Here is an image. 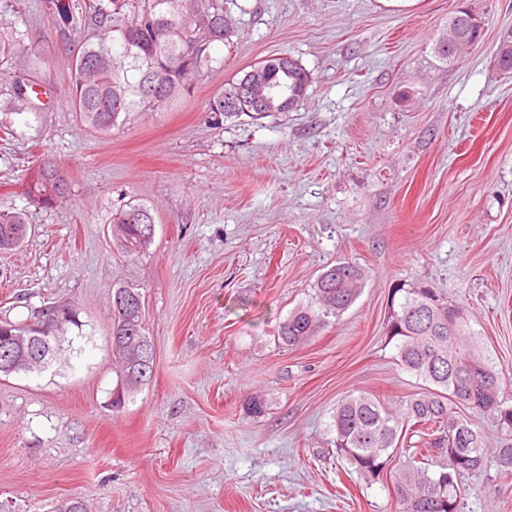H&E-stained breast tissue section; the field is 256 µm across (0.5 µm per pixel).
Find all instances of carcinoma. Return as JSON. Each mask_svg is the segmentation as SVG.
Listing matches in <instances>:
<instances>
[{"instance_id": "1", "label": "carcinoma", "mask_w": 512, "mask_h": 512, "mask_svg": "<svg viewBox=\"0 0 512 512\" xmlns=\"http://www.w3.org/2000/svg\"><path fill=\"white\" fill-rule=\"evenodd\" d=\"M63 24L89 28L92 34L72 58L70 99L83 122L100 132L126 123L133 112L162 110L190 91L194 82L221 60L213 56L218 44L236 36L224 17L222 0H53ZM28 33L14 29L0 36V63L25 46ZM512 30L505 32L496 57L499 68L512 72ZM38 54L31 52L17 65L14 96L5 111L36 113L30 79ZM275 90L279 105L295 107L307 93L312 74L298 60L283 70L280 56L257 63ZM250 74L224 85L209 102L208 111L226 113L224 103L239 101L240 86ZM68 183L53 161L45 160L26 187L30 203L53 207L66 197ZM149 209L129 205L112 214V237L125 253L137 255L152 243L155 230ZM25 211L0 209V250L21 246L28 234ZM364 271L338 262L322 272L308 301L289 312L277 329V340L288 347L301 345L332 324L357 299ZM126 296L112 304V357L117 380L109 391L112 412L147 385L154 366L142 362V347L151 346L142 319V294L120 287ZM389 336L395 341L400 366L428 385L409 400H391L374 393L349 395L336 406L330 425L336 454L359 478L378 479L405 441L418 437L405 461L390 474L399 512H463L458 481L486 466L485 434L457 415L460 404L493 415L496 426L512 431V405L500 400V376L495 364L472 333L464 314L434 288L398 285ZM79 326L77 310L56 309L34 323L0 321V353L17 336H55L66 339Z\"/></svg>"}]
</instances>
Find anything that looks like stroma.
Masks as SVG:
<instances>
[{
    "mask_svg": "<svg viewBox=\"0 0 512 512\" xmlns=\"http://www.w3.org/2000/svg\"><path fill=\"white\" fill-rule=\"evenodd\" d=\"M222 64L162 112L103 134L69 105L68 59L84 35L51 0H0V30H26L46 55L37 114L0 132V209L25 210L24 245L0 251V319L34 321L72 304L64 363L0 378V503L51 512H394L388 475L361 480L327 451L345 396L402 398L387 332L391 290L426 283L465 310L512 405V76L494 52L512 0H422L409 14L378 0H246ZM472 9L483 38L454 67L432 48L448 17ZM273 54L311 71L298 106L256 119L208 104ZM65 201L28 204L43 159ZM150 208L151 245L130 256L113 211ZM339 261L364 268L360 295L296 347L279 323ZM140 288L155 354L151 382L120 414L110 346L116 288ZM264 415L244 412L247 396ZM464 512H512L496 465L460 481Z\"/></svg>",
    "mask_w": 512,
    "mask_h": 512,
    "instance_id": "obj_1",
    "label": "stroma"
}]
</instances>
